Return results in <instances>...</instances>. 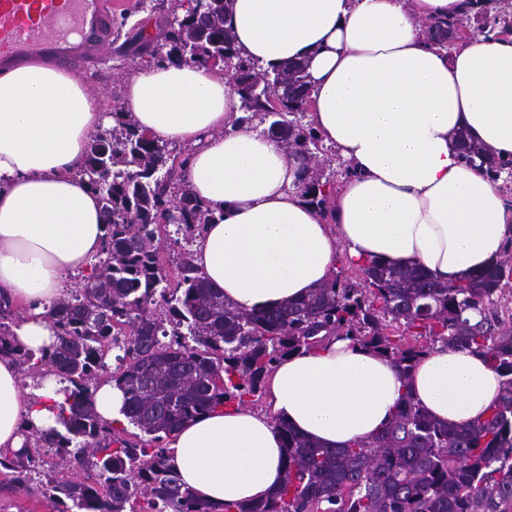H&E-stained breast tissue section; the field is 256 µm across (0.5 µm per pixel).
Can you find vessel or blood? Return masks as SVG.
Wrapping results in <instances>:
<instances>
[{"mask_svg":"<svg viewBox=\"0 0 512 512\" xmlns=\"http://www.w3.org/2000/svg\"><path fill=\"white\" fill-rule=\"evenodd\" d=\"M112 40L110 0H0V69L32 58L79 66Z\"/></svg>","mask_w":512,"mask_h":512,"instance_id":"1","label":"vessel or blood"}]
</instances>
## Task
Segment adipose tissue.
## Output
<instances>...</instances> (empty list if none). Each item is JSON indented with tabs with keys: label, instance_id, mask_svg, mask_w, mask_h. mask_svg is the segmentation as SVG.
<instances>
[{
	"label": "adipose tissue",
	"instance_id": "ef3b65f1",
	"mask_svg": "<svg viewBox=\"0 0 512 512\" xmlns=\"http://www.w3.org/2000/svg\"><path fill=\"white\" fill-rule=\"evenodd\" d=\"M465 0H232L234 47L264 71L303 60L310 117L353 171L331 207L310 206L298 166L262 130L238 124L241 99L223 70L179 61L139 70L124 88L141 130L191 146L187 179L216 220L194 243L211 286L239 308L263 309L330 280L338 251L419 265L441 281L481 271L512 235V199L453 145L458 132L512 158V37L471 34L452 52L430 23ZM88 87L34 60L0 74V295L32 351L55 336L49 306L74 275L90 276L105 235L98 193L81 178L86 146L104 126ZM501 378L482 357L441 347L403 377L389 358L340 337L284 357L271 413L221 407L177 427L169 464L199 500L268 497L286 450L273 424L330 447L377 435L405 391L437 420L483 416ZM53 374L23 386L0 357V447L56 425Z\"/></svg>",
	"mask_w": 512,
	"mask_h": 512
}]
</instances>
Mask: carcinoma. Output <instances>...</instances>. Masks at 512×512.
Listing matches in <instances>:
<instances>
[{
    "label": "carcinoma",
    "mask_w": 512,
    "mask_h": 512,
    "mask_svg": "<svg viewBox=\"0 0 512 512\" xmlns=\"http://www.w3.org/2000/svg\"><path fill=\"white\" fill-rule=\"evenodd\" d=\"M231 0H218L206 32L175 16L166 36V59L183 40L222 45L241 97V109L261 114L288 131L283 143L302 163L309 202L327 209L333 184L308 165L322 140L301 123L310 102L307 64L277 69L287 82L288 110L273 112L270 98L241 86L240 70L263 74L238 55L226 26ZM465 18L488 36L512 35V12L494 0H468ZM460 19L434 26L441 49L456 42ZM113 125L89 142L82 175L100 196L105 217L101 258L89 280L55 301L47 317L57 342L39 358L17 347L7 320L11 304L0 298V355L34 377L53 373L64 387L56 406L58 427L23 429L22 450L0 448V483L37 486L64 512H512V312L500 297L512 290V238L503 257L455 282L440 283L416 267L370 258L351 281L343 272L295 301L257 311L237 308L211 288L193 250L180 256L169 280L160 259L171 232H202L214 212L192 193L171 163L166 144L139 129L117 108ZM455 146L487 176L512 183V159L498 160L461 131ZM180 207L175 230L161 223ZM342 336L390 358L409 377L436 347L465 349L484 358L502 378L487 415L448 425L435 420L409 391L383 431L370 440L329 448L275 420L287 449L281 487L264 500L216 508L184 487L168 463L167 437L180 424L228 403L254 404L286 355ZM117 351L109 370L105 352ZM125 397L127 425L103 420L92 403L100 379ZM74 459L83 478L46 468L44 456Z\"/></svg>",
    "instance_id": "1"
}]
</instances>
